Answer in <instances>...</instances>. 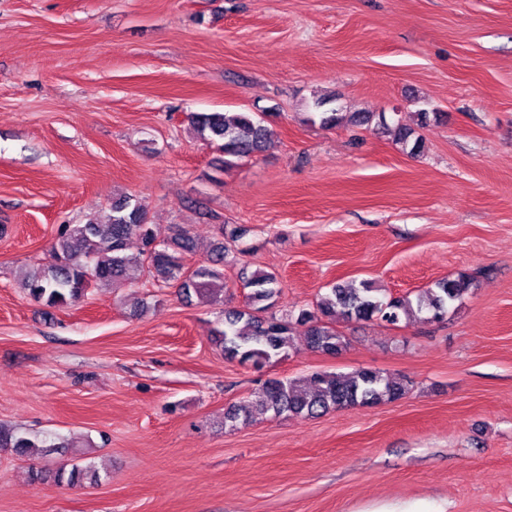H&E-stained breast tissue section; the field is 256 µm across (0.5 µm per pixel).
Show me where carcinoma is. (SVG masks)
I'll return each mask as SVG.
<instances>
[{
	"label": "carcinoma",
	"instance_id": "1",
	"mask_svg": "<svg viewBox=\"0 0 512 512\" xmlns=\"http://www.w3.org/2000/svg\"><path fill=\"white\" fill-rule=\"evenodd\" d=\"M312 107L319 111L320 124L333 128L344 119L367 123L371 113L343 115L336 98L319 95ZM201 139L214 143L224 153V169L229 170L261 152L274 136V130L250 112H204L191 115ZM396 141L409 147V153L421 151L422 141L404 125L395 129ZM137 237L142 243L139 254L125 253L126 243ZM193 249L190 232L179 227L170 240L158 243L147 222L142 204L130 197L112 203V217L106 224L93 216L83 224H63L51 247L47 262L28 277L25 288L30 297L48 307H64L81 297L94 285L109 286L128 279L134 266H147L162 282H180L179 292L210 305L224 302V261L229 247L219 240L210 254L197 263L194 274L183 279L184 255ZM474 277L461 274L441 279L415 298L406 295L388 298L372 285H336L320 298L311 310L301 309L294 315H268L266 311L281 294L276 274L257 271L243 281L250 289L244 304L224 308V328L215 332L214 340L224 359L249 365L256 370L280 360L294 347L296 334H304L306 345L323 354L339 355L348 346L336 322H361L381 319L396 324L428 314V320L440 321L449 308L473 286ZM411 385L402 377L370 368L351 373L317 372L309 378L294 380L267 379L248 407H238L224 414V427L234 430L250 422L257 414L275 417L314 418L336 409L369 407L404 398ZM0 448H10L25 457L49 452L46 441L31 438L0 425ZM98 481L99 474L90 466H62L55 481L75 486L85 478Z\"/></svg>",
	"mask_w": 512,
	"mask_h": 512
}]
</instances>
